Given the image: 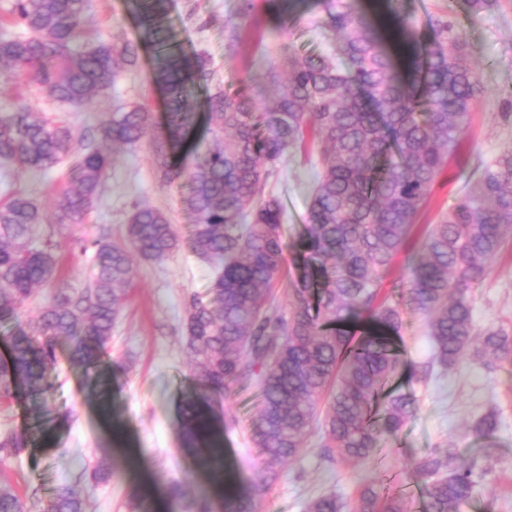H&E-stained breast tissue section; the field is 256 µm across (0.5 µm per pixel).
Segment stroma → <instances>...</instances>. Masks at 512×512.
<instances>
[{"label": "stroma", "mask_w": 512, "mask_h": 512, "mask_svg": "<svg viewBox=\"0 0 512 512\" xmlns=\"http://www.w3.org/2000/svg\"><path fill=\"white\" fill-rule=\"evenodd\" d=\"M238 0H169L168 22L185 55L206 51L216 79L230 84L248 82L257 104L273 99V82H286L289 52L317 54L333 47L334 37H323L313 26L324 11L313 0H293L296 22L281 29L275 15L257 0L254 22L241 29L235 55L224 51V20ZM96 20L94 34L102 41L134 40L140 35L131 0H90ZM405 18L424 26L429 18L446 17L463 37L483 94L474 104L470 125L455 156L438 176L419 221L435 222L453 205L465 183L474 178L479 163L512 146V0H490L473 14L469 0H404ZM151 53H143L137 68L123 72L94 108L71 112L48 95L27 91L12 82H0V111L25 105L54 119L74 123L80 134L94 131L103 110L132 103L143 104L151 121L166 110V96L151 79ZM68 164L46 172L9 169L7 180L24 188L45 212L54 207V189L65 179ZM312 172L302 156L283 161L271 188L282 202L286 257L301 249ZM179 185L163 184L151 161L148 144L121 148L97 209L87 223L61 235L56 225H43L54 235L59 259L56 283L84 288L95 273L91 241H122L134 206L149 205L166 211L179 233H187L191 218L182 203ZM214 278L212 266L180 250L164 262L133 261L128 299L115 322L112 342L103 359L112 365V390L107 400L91 393L95 371L72 362L71 341H60L58 379L48 394L0 402V437L13 433L29 438L28 447L0 465V475L22 495L37 493L30 512H42L61 484L70 481L100 449L112 451L110 482H85L87 512H129L133 495L147 497L154 512H181V501L209 495L221 508L225 491L212 484L197 453L186 450L180 407L195 389L183 332L187 294H206ZM472 315L477 330L501 328L512 334V236L503 244L491 272L472 294ZM393 346L408 372L427 361L430 345L423 319L408 314L407 324ZM407 374L394 387L413 393L415 409L398 434L390 439L375 462L341 459L327 452L319 432H312L298 454L280 469L264 494L260 512H307L309 502L336 493L355 508L367 476L385 493L406 496L410 512L424 505L422 483L415 472L419 459L452 452L461 459H477L486 473L479 478L462 512H512V364L487 368L463 358L448 373L425 382ZM496 411L497 427L487 437L470 427L487 411ZM254 391L238 389L213 397L208 413L223 448L224 478L234 489L252 487L260 472L254 442L257 415ZM52 419L50 436L34 434L43 419ZM180 489L174 499L172 489Z\"/></svg>", "instance_id": "stroma-1"}]
</instances>
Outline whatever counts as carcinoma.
I'll return each instance as SVG.
<instances>
[{"label":"carcinoma","mask_w":512,"mask_h":512,"mask_svg":"<svg viewBox=\"0 0 512 512\" xmlns=\"http://www.w3.org/2000/svg\"><path fill=\"white\" fill-rule=\"evenodd\" d=\"M281 27L296 21L288 0H265ZM322 25L340 35V63L330 55L288 54V87L274 105L259 106L250 86L213 83L208 55L188 59L172 43L167 0H137L142 31L137 41L85 44L93 24L87 0H14L0 33V78L33 84L80 112L112 87L117 74L155 52L152 80L166 90L163 123L150 122L135 103L107 114L101 137L133 148L153 146L152 162L166 183L180 182L194 222L183 239L168 215L136 206L126 243L95 240L97 271L80 292L55 288L39 309L37 330L13 339L0 359V399L45 393L57 378L56 344L78 337L71 358L93 364L112 342L131 281V253L160 263L186 246L216 268L209 292L190 294L183 326L199 391L181 407L186 444L206 447L211 480L224 470L217 437L202 409L212 393L233 388L259 392L256 444L258 482L224 497V512H259L278 468L294 457L313 428L324 447L343 458L377 456L412 414L410 394L386 392L400 370L387 344L407 311L425 317L432 346L421 381L434 368L456 366L476 337L490 361L512 362V335L476 332L470 294L487 277L512 232V147L485 165L478 178L421 243L413 227L431 189L468 127L481 93L466 46L446 19L417 31L404 22L401 0H385L397 50L391 52L355 0H321ZM254 0H240L224 20L229 47L250 23ZM18 28L22 35L11 30ZM206 86L203 101L213 145L186 149L196 113L186 104V79ZM318 151L315 186L302 247L293 264L301 274L289 291L288 315L273 305L272 285L285 263L282 205L267 190L276 164L288 152ZM75 158L47 215L24 191L6 185L0 204V322L16 319L38 288L52 284L56 243L34 245L39 226H76L101 200L114 156L76 137L65 120L53 121L19 106L0 113V164L44 171ZM403 261L405 277L392 278ZM26 447L23 437L0 438V461ZM426 512H461L476 478V462L431 455L417 465ZM80 477L112 479V458L101 452ZM334 494L310 502L308 512H344ZM0 512H28L25 499L0 481ZM45 512H85L80 482L61 485ZM357 512H409L400 495L372 484Z\"/></svg>","instance_id":"carcinoma-1"}]
</instances>
